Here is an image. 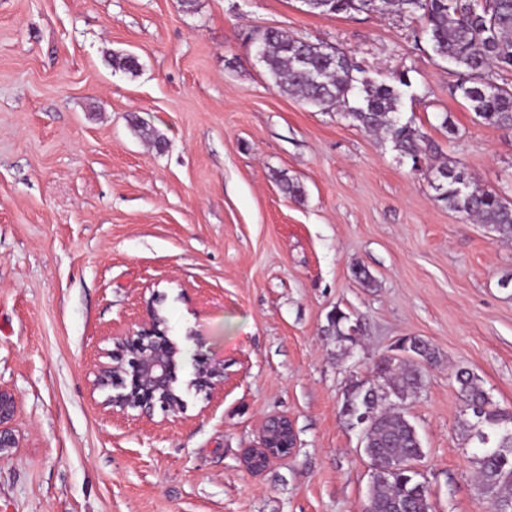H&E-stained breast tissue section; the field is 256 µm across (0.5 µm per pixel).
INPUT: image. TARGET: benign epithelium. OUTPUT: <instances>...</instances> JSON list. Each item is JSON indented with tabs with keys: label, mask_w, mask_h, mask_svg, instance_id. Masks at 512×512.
Here are the masks:
<instances>
[{
	"label": "benign epithelium",
	"mask_w": 512,
	"mask_h": 512,
	"mask_svg": "<svg viewBox=\"0 0 512 512\" xmlns=\"http://www.w3.org/2000/svg\"><path fill=\"white\" fill-rule=\"evenodd\" d=\"M114 349L108 351L109 361L99 364L95 386L109 390L105 404L112 412L125 414L136 410L139 417L152 418L155 408L177 415L184 411V400L178 390L180 349L168 336L157 310H151L148 322L138 330H129L112 337ZM189 386L197 393L212 396L224 388V364L199 350L194 355ZM17 402L14 394L0 387V457L19 445L14 421ZM297 448L292 421L283 415L266 417L261 426L258 445L243 458L245 467L259 472L256 464L269 466L283 456H291Z\"/></svg>",
	"instance_id": "7a95c632"
}]
</instances>
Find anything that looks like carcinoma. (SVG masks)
Instances as JSON below:
<instances>
[{
  "label": "carcinoma",
  "instance_id": "cac0c4a2",
  "mask_svg": "<svg viewBox=\"0 0 512 512\" xmlns=\"http://www.w3.org/2000/svg\"><path fill=\"white\" fill-rule=\"evenodd\" d=\"M307 11L322 15L366 12L397 13L422 21L421 34L432 53L455 67L460 79L454 85L486 126L512 131V89L492 80V74L512 71V0H308ZM262 62L278 92L324 110L342 111L354 126L383 135L413 168L424 169L437 201L448 209L483 224L501 240H512V201L480 187L465 167L440 160L436 147L401 117L403 88L409 86L406 70L392 74L388 82L355 76L359 71L353 57L323 43L292 38L276 30L262 33ZM112 67L129 73L139 70L132 54L112 56ZM359 89L358 104H349V94ZM356 319L340 308L327 315L326 331L336 346L354 344L350 337ZM408 345L420 352L411 358L395 355L375 362L382 389L370 390L359 381L345 390L342 413L353 419L370 409L366 423L365 448L372 479L367 512H395L404 503L409 512H432L429 491L411 470L389 471L399 461L423 457L416 427L405 414L388 406L390 397L400 401L418 395L424 387L427 368L438 362L436 349L427 341L408 337ZM458 392L473 420H464L466 436L478 443L473 458L480 493L491 512H512V412L498 408L468 371L457 373Z\"/></svg>",
  "mask_w": 512,
  "mask_h": 512
}]
</instances>
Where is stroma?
Wrapping results in <instances>:
<instances>
[{
    "instance_id": "1",
    "label": "stroma",
    "mask_w": 512,
    "mask_h": 512,
    "mask_svg": "<svg viewBox=\"0 0 512 512\" xmlns=\"http://www.w3.org/2000/svg\"><path fill=\"white\" fill-rule=\"evenodd\" d=\"M420 25L301 0H0V387L20 438L0 512H363L344 392L406 336L439 353L403 403L433 512H489L455 374L512 412V241L437 201L388 142L281 95L255 51L275 28L377 82L407 70L402 118L512 199V132L476 120L415 48ZM155 292L183 365L204 346L224 389L183 391L176 418L117 416L95 369ZM336 308L366 324L343 356ZM269 415L297 448L254 474L241 458Z\"/></svg>"
}]
</instances>
